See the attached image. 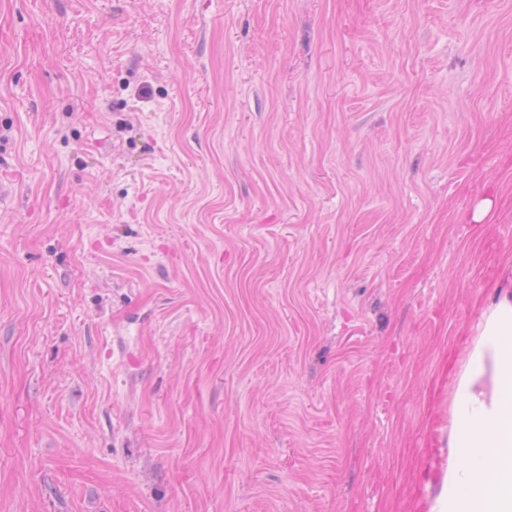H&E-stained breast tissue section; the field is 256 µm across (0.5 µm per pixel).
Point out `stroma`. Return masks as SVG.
Returning a JSON list of instances; mask_svg holds the SVG:
<instances>
[{
	"mask_svg": "<svg viewBox=\"0 0 512 512\" xmlns=\"http://www.w3.org/2000/svg\"><path fill=\"white\" fill-rule=\"evenodd\" d=\"M510 256L512 0H0V512H415Z\"/></svg>",
	"mask_w": 512,
	"mask_h": 512,
	"instance_id": "stroma-1",
	"label": "stroma"
}]
</instances>
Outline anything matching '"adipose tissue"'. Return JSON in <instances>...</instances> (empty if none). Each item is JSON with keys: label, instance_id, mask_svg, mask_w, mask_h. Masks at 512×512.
<instances>
[{"label": "adipose tissue", "instance_id": "1", "mask_svg": "<svg viewBox=\"0 0 512 512\" xmlns=\"http://www.w3.org/2000/svg\"><path fill=\"white\" fill-rule=\"evenodd\" d=\"M452 389L441 487L425 512H512V277L495 283Z\"/></svg>", "mask_w": 512, "mask_h": 512}]
</instances>
